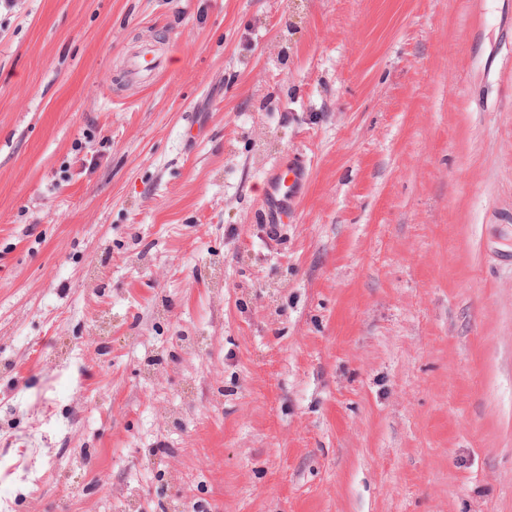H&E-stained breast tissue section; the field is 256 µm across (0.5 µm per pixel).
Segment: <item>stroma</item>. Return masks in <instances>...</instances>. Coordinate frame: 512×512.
Here are the masks:
<instances>
[{"instance_id": "1", "label": "stroma", "mask_w": 512, "mask_h": 512, "mask_svg": "<svg viewBox=\"0 0 512 512\" xmlns=\"http://www.w3.org/2000/svg\"><path fill=\"white\" fill-rule=\"evenodd\" d=\"M135 507L512 512V0L0 8V512ZM266 219L276 224L296 201L303 185V167L295 157L276 162L268 172Z\"/></svg>"}]
</instances>
